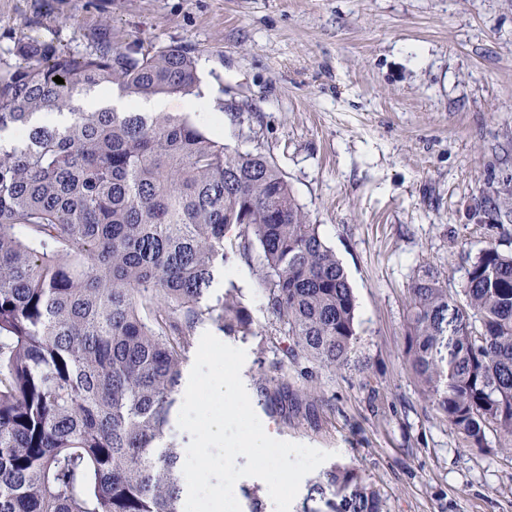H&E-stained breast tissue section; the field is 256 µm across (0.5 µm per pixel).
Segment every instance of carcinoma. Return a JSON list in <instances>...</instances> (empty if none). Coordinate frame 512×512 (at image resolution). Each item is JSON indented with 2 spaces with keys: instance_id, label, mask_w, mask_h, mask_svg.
Instances as JSON below:
<instances>
[{
  "instance_id": "carcinoma-1",
  "label": "carcinoma",
  "mask_w": 512,
  "mask_h": 512,
  "mask_svg": "<svg viewBox=\"0 0 512 512\" xmlns=\"http://www.w3.org/2000/svg\"><path fill=\"white\" fill-rule=\"evenodd\" d=\"M14 54L0 62V512H181L167 437L197 330L257 335L235 285L211 297L216 275L258 261L285 357L336 371L358 340L347 273L264 154L181 113L75 105L82 92L199 98L189 49L103 36L73 55L30 38ZM477 207L512 223L491 185ZM404 354L468 447L512 457V253L481 249L454 293L418 276ZM260 392L288 410L284 382ZM308 500L304 512H385L351 465L319 474Z\"/></svg>"
}]
</instances>
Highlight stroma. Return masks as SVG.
I'll return each mask as SVG.
<instances>
[{"label":"stroma","mask_w":512,"mask_h":512,"mask_svg":"<svg viewBox=\"0 0 512 512\" xmlns=\"http://www.w3.org/2000/svg\"><path fill=\"white\" fill-rule=\"evenodd\" d=\"M103 33L191 49L221 140L274 161L348 273L359 339L336 372L286 362L257 264L214 285L263 330L229 341L263 427L356 465L386 512H512V459L467 447L403 356L421 267L453 291L487 244L512 252V224L475 209L487 184L512 194V0H0L3 60L28 37L82 53ZM266 376L297 398L287 414L267 410Z\"/></svg>","instance_id":"35a3bbf8"}]
</instances>
